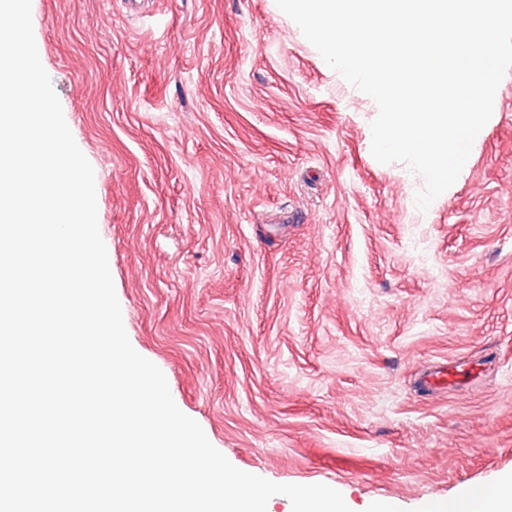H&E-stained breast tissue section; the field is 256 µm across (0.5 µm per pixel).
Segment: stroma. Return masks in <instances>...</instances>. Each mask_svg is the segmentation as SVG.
<instances>
[{"instance_id": "stroma-1", "label": "stroma", "mask_w": 512, "mask_h": 512, "mask_svg": "<svg viewBox=\"0 0 512 512\" xmlns=\"http://www.w3.org/2000/svg\"><path fill=\"white\" fill-rule=\"evenodd\" d=\"M133 348L238 469L420 512L512 475V70L456 182L276 0H32ZM474 385L429 392L439 364Z\"/></svg>"}]
</instances>
